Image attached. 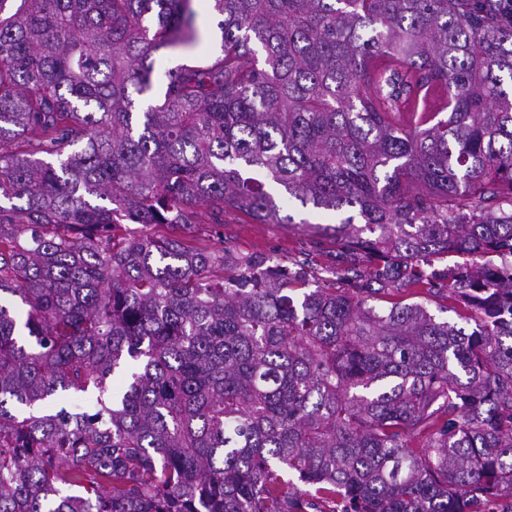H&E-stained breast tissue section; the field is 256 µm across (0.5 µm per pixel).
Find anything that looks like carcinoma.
<instances>
[{"instance_id": "carcinoma-1", "label": "carcinoma", "mask_w": 512, "mask_h": 512, "mask_svg": "<svg viewBox=\"0 0 512 512\" xmlns=\"http://www.w3.org/2000/svg\"><path fill=\"white\" fill-rule=\"evenodd\" d=\"M193 2L0 0V512H491L512 27L490 0H211L220 52L135 111ZM437 88L447 116L417 113ZM273 189L345 214L308 228L373 272L313 288L173 234L200 206L294 223ZM416 265L472 331L367 304ZM70 390L92 407L42 411Z\"/></svg>"}]
</instances>
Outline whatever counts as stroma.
<instances>
[{
	"mask_svg": "<svg viewBox=\"0 0 512 512\" xmlns=\"http://www.w3.org/2000/svg\"><path fill=\"white\" fill-rule=\"evenodd\" d=\"M196 25L200 31L197 45L188 49H163L152 76L149 98L158 97L166 81L165 73L176 66L198 65L220 50L217 20L207 0H195ZM149 98H138L137 111H145ZM294 218L290 224H257L233 208H225L222 223H213L206 209H199L196 223L180 230V237L200 247H226L240 254L270 258L288 268L307 264L314 281L339 288L351 285L352 275L347 264L336 256L332 237L307 231V224H332L336 215L295 203L290 207Z\"/></svg>",
	"mask_w": 512,
	"mask_h": 512,
	"instance_id": "stroma-1",
	"label": "stroma"
}]
</instances>
